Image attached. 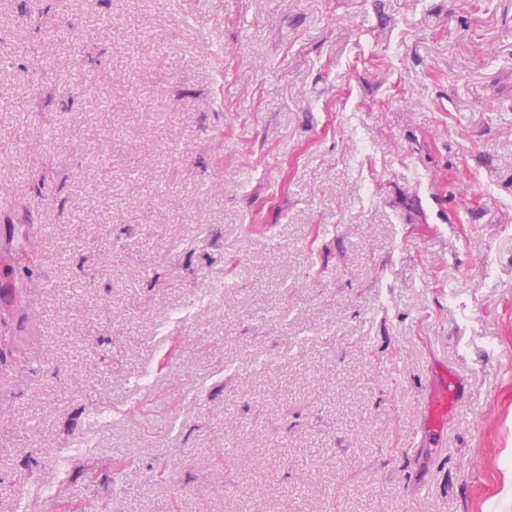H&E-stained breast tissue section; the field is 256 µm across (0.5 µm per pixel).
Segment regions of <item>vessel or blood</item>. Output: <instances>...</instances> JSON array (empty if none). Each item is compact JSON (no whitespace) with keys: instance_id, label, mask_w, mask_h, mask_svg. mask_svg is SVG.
<instances>
[{"instance_id":"b4317fda","label":"vessel or blood","mask_w":512,"mask_h":512,"mask_svg":"<svg viewBox=\"0 0 512 512\" xmlns=\"http://www.w3.org/2000/svg\"><path fill=\"white\" fill-rule=\"evenodd\" d=\"M431 376L433 385L427 394L420 425L425 440L436 447L446 438L450 415L465 398V384L456 373L442 364L434 365Z\"/></svg>"}]
</instances>
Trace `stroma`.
Listing matches in <instances>:
<instances>
[{
	"instance_id": "35a3bbf8",
	"label": "stroma",
	"mask_w": 512,
	"mask_h": 512,
	"mask_svg": "<svg viewBox=\"0 0 512 512\" xmlns=\"http://www.w3.org/2000/svg\"><path fill=\"white\" fill-rule=\"evenodd\" d=\"M26 2L0 512H512V0ZM10 252L0 255V297L2 290H9L13 300L16 298L19 304L29 302L30 295L28 292V282H30L31 272L29 268H19L10 262ZM2 276L9 281L3 283ZM431 376L433 385L420 425L424 439L436 447L446 439L448 418L462 404L466 386L456 373L448 370V365H434Z\"/></svg>"
}]
</instances>
